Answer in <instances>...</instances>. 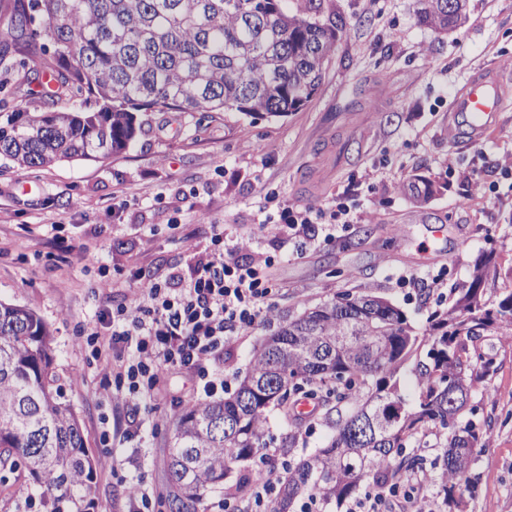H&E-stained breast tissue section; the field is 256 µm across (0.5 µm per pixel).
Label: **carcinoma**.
I'll return each instance as SVG.
<instances>
[{"label": "carcinoma", "mask_w": 512, "mask_h": 512, "mask_svg": "<svg viewBox=\"0 0 512 512\" xmlns=\"http://www.w3.org/2000/svg\"><path fill=\"white\" fill-rule=\"evenodd\" d=\"M415 0L418 21L437 33L461 28L468 0ZM0 62H33L80 105L59 112H8L0 119V160L43 169L60 161L103 158L135 141L136 113L236 112L253 119L301 110L319 90L325 65L347 34L326 0H7ZM404 191L422 204L434 195L425 177ZM496 273L493 255L472 283ZM442 313L419 335L406 314L372 293L333 298L280 325L253 352L238 387L220 402L175 413L167 460V512H196L216 487L235 495L236 465L265 445L266 412L313 402L334 429L328 444L293 461L271 512H295L307 496L319 512L355 498L367 483L395 488L410 473L435 469L444 499L477 489L472 475L487 447L492 418L478 417L474 383L493 360L477 342L512 339V291L489 309L476 288L453 290ZM54 336L34 311L0 302V469L33 481L44 512H92L97 462L67 403L52 355ZM416 360L412 403L396 375ZM474 418L462 424L464 409ZM438 441L431 445L429 434ZM433 446L432 461L418 449Z\"/></svg>", "instance_id": "obj_1"}]
</instances>
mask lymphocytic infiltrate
Listing matches in <instances>:
<instances>
[{"label": "lymphocytic infiltrate", "mask_w": 512, "mask_h": 512, "mask_svg": "<svg viewBox=\"0 0 512 512\" xmlns=\"http://www.w3.org/2000/svg\"><path fill=\"white\" fill-rule=\"evenodd\" d=\"M350 210L339 199L303 205L283 204L267 215L274 236L315 242L314 225L327 229L349 221ZM209 255L189 277L158 281L141 273L123 304L103 309L96 327L86 332L104 378L112 379V401L137 407L151 400L167 373L180 370L201 383L204 395L226 387L220 360L225 343L245 336L267 320L273 290L261 267L240 263V245L225 246L224 230L214 227ZM424 477L407 478L404 496L392 489H373L354 501L348 512H386L398 502L401 512H427V501L415 500L410 488Z\"/></svg>", "instance_id": "f902f5d3"}]
</instances>
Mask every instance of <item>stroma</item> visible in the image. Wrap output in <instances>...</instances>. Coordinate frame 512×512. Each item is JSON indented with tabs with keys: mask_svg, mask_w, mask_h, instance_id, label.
I'll return each instance as SVG.
<instances>
[{
	"mask_svg": "<svg viewBox=\"0 0 512 512\" xmlns=\"http://www.w3.org/2000/svg\"><path fill=\"white\" fill-rule=\"evenodd\" d=\"M469 19L439 35L419 25L414 0H331L346 24L317 94L288 116L250 122L221 112H138L141 133L128 150L95 161L0 171V301L36 312L54 336L64 392L96 459L114 456L117 471L96 473V512H126L123 482L142 479L153 499L167 496L169 413L175 398L197 388L177 372L150 406H114L82 338L106 304L123 302L134 277L189 274L211 248V225L227 243L249 241L245 264H262L274 290V313L224 348L230 386L249 369L257 343L280 323L344 291L381 295L418 329L447 308L452 288L471 281L474 264L495 255L498 274L484 291L496 301L512 292V99L479 142L448 143V107L467 78L496 69L512 75V0H468ZM0 64V110L57 112L71 107L17 85ZM441 187L416 206L402 192L412 175ZM342 198L356 215L332 240L305 249L260 234L277 202ZM64 236L71 249L56 248ZM410 277L400 285V277ZM109 279L108 290L99 287ZM494 361L476 384L482 414L492 415L489 444L473 471L475 496L438 512H512V347L480 342ZM266 443L281 448L296 433L295 457L325 446L322 413L288 424L266 413ZM141 431L127 439L128 421Z\"/></svg>",
	"mask_w": 512,
	"mask_h": 512,
	"instance_id": "obj_1",
	"label": "stroma"
}]
</instances>
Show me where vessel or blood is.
Here are the masks:
<instances>
[{
	"label": "vessel or blood",
	"instance_id": "b4317fda",
	"mask_svg": "<svg viewBox=\"0 0 512 512\" xmlns=\"http://www.w3.org/2000/svg\"><path fill=\"white\" fill-rule=\"evenodd\" d=\"M512 89L496 72L474 76L455 97L448 112L450 143L476 142L491 125L492 116L501 112Z\"/></svg>",
	"mask_w": 512,
	"mask_h": 512
}]
</instances>
